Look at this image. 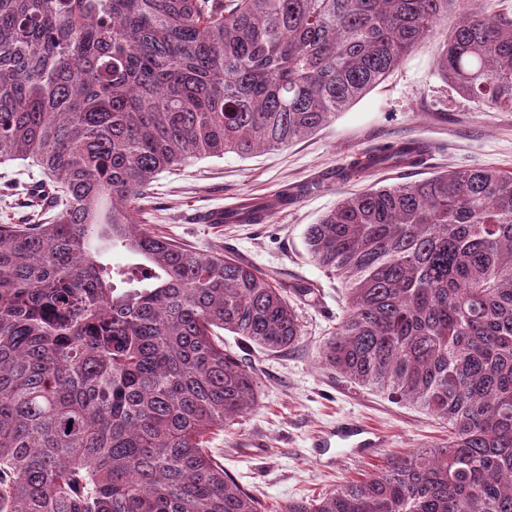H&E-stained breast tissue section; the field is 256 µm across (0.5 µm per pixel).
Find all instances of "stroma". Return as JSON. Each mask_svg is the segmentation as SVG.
I'll list each match as a JSON object with an SVG mask.
<instances>
[{
  "instance_id": "1",
  "label": "stroma",
  "mask_w": 512,
  "mask_h": 512,
  "mask_svg": "<svg viewBox=\"0 0 512 512\" xmlns=\"http://www.w3.org/2000/svg\"><path fill=\"white\" fill-rule=\"evenodd\" d=\"M456 20V13H449L385 81L317 133L250 157L228 153L188 161L158 174L141 202L147 227L182 247L221 249L282 281L317 288L315 299L296 305L304 333L299 347L265 353L232 334L224 336L225 347L257 370V403L237 424L213 434L210 445L218 449L225 470L249 487L267 512L380 472L391 454L448 436L446 425L351 384L322 365L319 349L336 329L345 290L311 261L304 234L344 195L374 184L410 182L472 166L512 170V112L479 107L436 70L439 46ZM409 140L433 147L420 165L342 178V170L364 153ZM41 178L27 163L0 164V224L23 223L28 210L12 190ZM285 191L291 195L287 207L264 223L198 220L206 210ZM348 416L381 430L387 438L384 446L370 460L341 452L329 463H316L313 437ZM249 439L263 441V453L245 452L243 443Z\"/></svg>"
}]
</instances>
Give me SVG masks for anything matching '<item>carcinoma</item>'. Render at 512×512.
<instances>
[{
  "instance_id": "obj_1",
  "label": "carcinoma",
  "mask_w": 512,
  "mask_h": 512,
  "mask_svg": "<svg viewBox=\"0 0 512 512\" xmlns=\"http://www.w3.org/2000/svg\"><path fill=\"white\" fill-rule=\"evenodd\" d=\"M478 0H0V164L53 183L50 221L0 224V512H263L208 448L256 405L217 330L299 344L315 296L141 222L155 176L325 126L454 7L440 77L512 112V18ZM406 141L355 159L415 167ZM345 285L321 349L448 439L282 512H512V172L474 166L343 197L307 227ZM139 262L108 267L103 250Z\"/></svg>"
}]
</instances>
